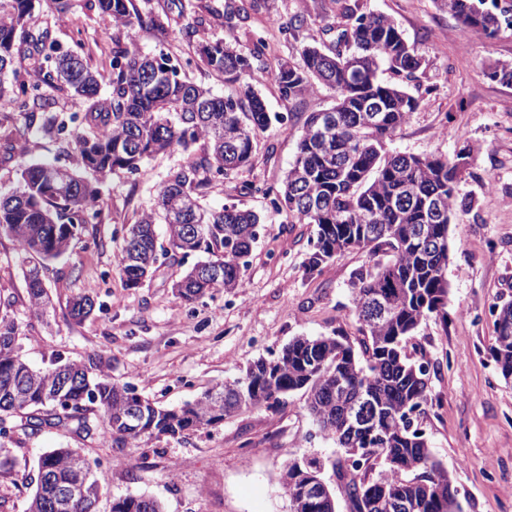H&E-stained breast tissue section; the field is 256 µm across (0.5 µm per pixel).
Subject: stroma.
<instances>
[{
    "label": "stroma",
    "mask_w": 512,
    "mask_h": 512,
    "mask_svg": "<svg viewBox=\"0 0 512 512\" xmlns=\"http://www.w3.org/2000/svg\"><path fill=\"white\" fill-rule=\"evenodd\" d=\"M200 26L193 41L178 36L184 20L169 0H133L138 10L167 12L166 31L143 28L141 51L165 53L172 61L195 56L199 43L224 34V0H184ZM322 0H270L252 13L241 32L266 40L265 60L300 64L304 44L329 41L332 12ZM364 12L392 20L425 59L423 71L401 79L420 106L397 131L388 149L418 156L469 155L457 184L472 206L457 211L449 226L445 270L448 302L444 314L422 323L414 342L430 363V401L420 421L429 446L453 478L463 512H512V380H504L493 358L494 308L512 303V85L490 79L489 67L512 61V30L497 38L461 39L458 19L436 0H360ZM306 23L298 40H284L280 23L296 14ZM42 21L61 45L81 37L92 66L108 63L112 41L124 37L110 16L77 6L67 16L43 11ZM255 89L270 112L282 114L258 137L251 165L233 179L215 181L206 203H227L264 218L242 284L194 302L177 298L173 284L195 256L164 259L141 287L125 288L118 273L119 242L112 234L135 223L167 171L184 161L174 150L144 162L145 174L133 179L121 171L100 175L84 171L98 187L100 215L63 256L35 262L14 241L0 234V297L10 299L8 315L22 337V355L37 369L52 354L74 360L91 354L110 358L115 381L163 406L196 400L206 390L240 377L256 359L272 358L297 336H326L343 328L358 337L359 322L351 281L371 259L361 251L336 255L321 274L304 268L312 228L292 224L276 211L265 188L278 186L293 161L309 113L329 108L332 89L321 86L293 101H282L268 71H255ZM495 191H487V180ZM249 181L258 193L239 196L236 183ZM39 266L52 300L39 313L32 308L23 272ZM93 294L99 305L88 319L74 323L67 301ZM470 317H463L462 309ZM81 449L104 479L108 491L97 512H110L114 498L132 493L160 500L165 512H288L283 474L290 461L339 455L333 440L322 437L307 410L304 391L286 396L275 409H245L223 424L183 439H152L118 450L111 439L82 444L76 436L48 429L24 445L0 439V449L25 455L19 476L0 477V512H23L35 488V463L49 448ZM116 459L124 468H113Z\"/></svg>",
    "instance_id": "obj_1"
}]
</instances>
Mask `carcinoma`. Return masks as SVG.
Here are the masks:
<instances>
[{
    "mask_svg": "<svg viewBox=\"0 0 512 512\" xmlns=\"http://www.w3.org/2000/svg\"><path fill=\"white\" fill-rule=\"evenodd\" d=\"M126 30V41H112L109 67L90 65L80 40L64 48L38 29L35 0H0V97L25 111L22 127L0 136L3 152L13 156L27 131L53 134L80 167L99 174H142L149 157L174 149L187 158L171 169L150 206L134 224L122 226L117 271L127 288H139L159 258L172 251L203 254L175 281L179 298L190 302L217 288L239 287L248 266L260 216L238 206L203 205L212 181L237 173L252 162L257 133L272 121L265 99L242 82L263 61L265 40L238 48L233 20H246L261 0H224L227 34L200 48L199 65L224 74L238 85L224 97L188 78L164 55L137 46L135 28L166 31L162 16L129 8L131 0H87ZM336 39L330 46L305 45L303 65L281 63L270 75L281 98L295 101L318 85L331 88L335 103L309 115L294 161L279 187L263 192L288 223L313 227L305 271L321 273L336 254L363 250L387 256L353 282V302L361 336L341 329L330 336H297L272 359L260 358L246 374L204 392L198 399L166 408L112 379L99 355L71 361L57 354L51 367L36 370L10 341L18 326L0 315V433L31 438L47 428L65 429L89 443L109 435L112 445L130 448L145 439L178 438L216 426L243 408L272 407L288 393L303 390L318 431L344 449L332 462L340 484L314 500L293 480L301 473L322 477L323 460L306 457L288 464L285 487L289 512H338L341 490L349 512H393L404 500L410 512H463L448 470L432 454L419 418L428 403L429 363L409 349L418 327L448 300V230L458 208L459 173L448 159L393 154L387 140L420 106L419 99L382 78L388 71L411 77L424 60L396 24L361 11L358 0H330ZM460 21L464 33L488 39L512 29V4L500 0H436ZM29 79L5 84L17 68ZM488 76L512 84V63L498 62ZM65 83L84 103L81 114L50 111L42 87ZM111 92L101 95L103 86ZM98 190L78 170L28 161L11 195L0 198V233L23 252L42 260L65 254L95 211ZM166 227L168 246L157 242L155 226ZM32 305L50 300L37 267L24 272ZM92 296L68 302L76 322L94 310ZM493 357L500 375L512 379V306L494 320ZM356 408L374 419L364 431L347 424ZM22 457H0V475L26 470ZM38 479L26 512H96L101 479L77 448H50L37 459ZM87 483L91 494L53 507L50 492ZM111 512H163L160 503L128 494L112 501Z\"/></svg>",
    "mask_w": 512,
    "mask_h": 512,
    "instance_id": "1",
    "label": "carcinoma"
}]
</instances>
